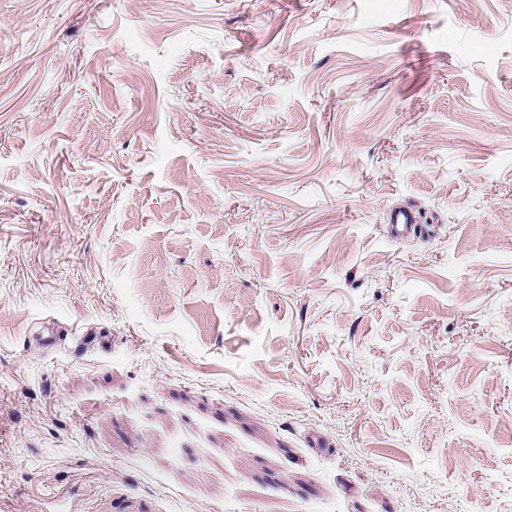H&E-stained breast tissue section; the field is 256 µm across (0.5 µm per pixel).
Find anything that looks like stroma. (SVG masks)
<instances>
[{
    "instance_id": "stroma-1",
    "label": "stroma",
    "mask_w": 512,
    "mask_h": 512,
    "mask_svg": "<svg viewBox=\"0 0 512 512\" xmlns=\"http://www.w3.org/2000/svg\"><path fill=\"white\" fill-rule=\"evenodd\" d=\"M60 489L512 512V0H0V512ZM416 214L408 208H397L390 212L389 223L391 224V235L395 238L403 237L417 224Z\"/></svg>"
}]
</instances>
